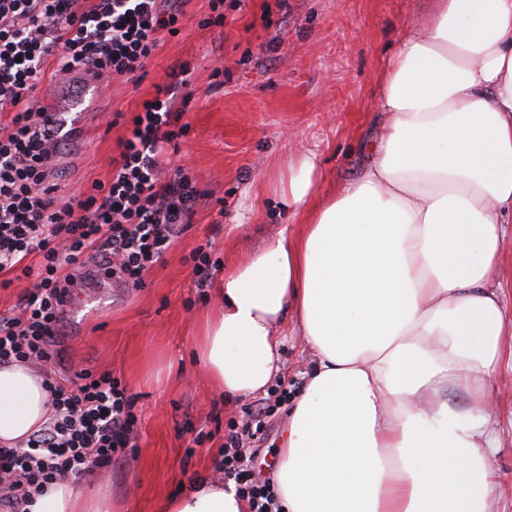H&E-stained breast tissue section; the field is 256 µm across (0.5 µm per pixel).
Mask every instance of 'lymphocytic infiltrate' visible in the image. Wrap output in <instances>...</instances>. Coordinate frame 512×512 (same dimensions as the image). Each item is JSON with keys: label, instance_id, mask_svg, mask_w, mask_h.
Returning <instances> with one entry per match:
<instances>
[{"label": "lymphocytic infiltrate", "instance_id": "lymphocytic-infiltrate-1", "mask_svg": "<svg viewBox=\"0 0 512 512\" xmlns=\"http://www.w3.org/2000/svg\"><path fill=\"white\" fill-rule=\"evenodd\" d=\"M183 12L172 0H0V287L20 289L0 313V364L20 362L44 378L47 422L25 440L0 446V505L18 512L49 485L107 471L135 440V400L111 373L53 374L60 333L80 260L138 287L191 224L204 194L171 152L188 127L174 87L157 86L130 117L107 180L57 197L52 126L36 90L47 73L82 72L108 81L144 72ZM289 400L273 389L257 401L241 431L228 436L217 466L234 478L250 512H279L273 483L247 467V437Z\"/></svg>", "mask_w": 512, "mask_h": 512}]
</instances>
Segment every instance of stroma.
Here are the masks:
<instances>
[{
	"label": "stroma",
	"instance_id": "1",
	"mask_svg": "<svg viewBox=\"0 0 512 512\" xmlns=\"http://www.w3.org/2000/svg\"><path fill=\"white\" fill-rule=\"evenodd\" d=\"M429 0H245L223 25H208L209 0H186L181 31L166 37L138 81L103 85L94 106L101 124L83 142L63 145L53 167L59 195L81 192L105 179L126 132L116 113H131L189 66L179 88L188 133L174 166L206 192L190 227L151 270L144 287L98 275L81 278L74 299L105 296L96 311L66 310L55 348L61 377L91 370L112 372L135 398L138 436L104 474L111 512H158L166 498L200 477H213L220 449L241 427L253 399L227 401L204 366L192 357L199 322L216 305L214 282L245 261L294 219L280 209L270 186L289 157L317 153L327 174L324 190L366 169L368 142L383 115L379 78L402 33L423 16ZM203 250L219 265L212 282L198 285L190 255ZM284 371L278 382L291 392L304 383L311 362L300 337L282 338ZM498 446L491 465L503 488L491 512H512V370L492 382ZM285 410L266 418L251 439L248 467L271 479L287 428ZM203 442L192 458L184 450Z\"/></svg>",
	"mask_w": 512,
	"mask_h": 512
}]
</instances>
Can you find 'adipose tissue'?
<instances>
[{
	"label": "adipose tissue",
	"instance_id": "ef3b65f1",
	"mask_svg": "<svg viewBox=\"0 0 512 512\" xmlns=\"http://www.w3.org/2000/svg\"><path fill=\"white\" fill-rule=\"evenodd\" d=\"M364 173L323 197L315 153L273 188L298 220L224 275L196 357L231 397L280 369L292 323L313 362L277 453L282 512H491L502 492L491 380L512 365L494 281L512 223V0H431L379 83ZM463 393L465 403L454 399ZM43 380L0 365V441L49 416ZM55 482L26 512H102ZM164 512H247L235 484H185Z\"/></svg>",
	"mask_w": 512,
	"mask_h": 512
}]
</instances>
